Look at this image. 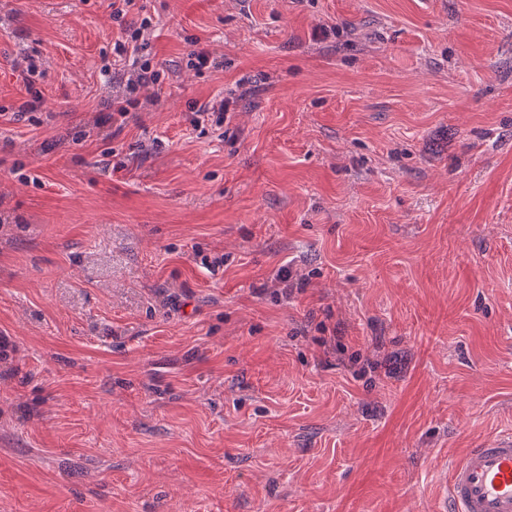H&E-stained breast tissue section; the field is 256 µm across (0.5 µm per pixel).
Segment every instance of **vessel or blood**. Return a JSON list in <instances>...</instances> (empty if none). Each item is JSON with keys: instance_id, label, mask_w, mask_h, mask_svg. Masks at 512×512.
Listing matches in <instances>:
<instances>
[{"instance_id": "vessel-or-blood-1", "label": "vessel or blood", "mask_w": 512, "mask_h": 512, "mask_svg": "<svg viewBox=\"0 0 512 512\" xmlns=\"http://www.w3.org/2000/svg\"><path fill=\"white\" fill-rule=\"evenodd\" d=\"M445 512H512V435L464 449L451 466Z\"/></svg>"}]
</instances>
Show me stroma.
Segmentation results:
<instances>
[{
  "label": "stroma",
  "instance_id": "35a3bbf8",
  "mask_svg": "<svg viewBox=\"0 0 512 512\" xmlns=\"http://www.w3.org/2000/svg\"><path fill=\"white\" fill-rule=\"evenodd\" d=\"M143 3L120 116L112 0H0V512H441L512 434V0ZM222 62L218 60L216 54L205 47H196L188 54L187 67L197 75L205 70L218 68ZM44 63L39 59H35L31 56H23L14 63L15 72L19 73V76L26 83L28 92L31 95V100L26 101L21 107V112H36L40 110L43 105V99L39 91H37L33 85V77L37 76L42 71ZM161 75L158 64H154L151 59L133 61L131 68L124 71L122 78L116 83V95L112 86V112L127 114L131 109L144 107L138 98L139 92L158 85ZM270 283L271 285H264L265 290L267 288H280L275 289V291L281 290V292L288 294V291L291 292L294 288L297 290L303 289L302 279L297 277L290 266H281L271 278Z\"/></svg>",
  "mask_w": 512,
  "mask_h": 512
}]
</instances>
